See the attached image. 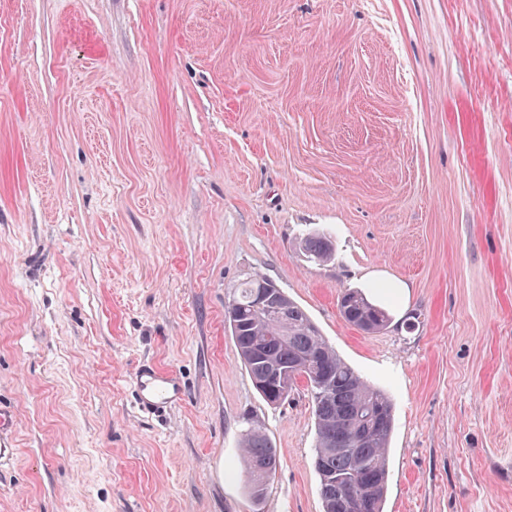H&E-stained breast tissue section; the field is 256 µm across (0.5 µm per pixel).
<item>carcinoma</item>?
Returning a JSON list of instances; mask_svg holds the SVG:
<instances>
[{"label":"carcinoma","instance_id":"obj_1","mask_svg":"<svg viewBox=\"0 0 512 512\" xmlns=\"http://www.w3.org/2000/svg\"><path fill=\"white\" fill-rule=\"evenodd\" d=\"M300 249L318 262L334 255L332 241L320 233L302 238ZM269 282L249 274L231 286L224 300V327L265 402L282 403L266 390L275 371L293 373L291 387L305 382L315 420L312 465L319 477L322 512H384L393 402L336 354L309 314L277 285L267 298L270 310L256 309V293ZM337 306L345 321L366 334L385 330L391 321L388 311L358 288L342 291ZM245 441L250 452L247 492L259 501L277 470V456L259 429L247 430Z\"/></svg>","mask_w":512,"mask_h":512}]
</instances>
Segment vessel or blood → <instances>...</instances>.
Segmentation results:
<instances>
[{
	"instance_id": "obj_1",
	"label": "vessel or blood",
	"mask_w": 512,
	"mask_h": 512,
	"mask_svg": "<svg viewBox=\"0 0 512 512\" xmlns=\"http://www.w3.org/2000/svg\"><path fill=\"white\" fill-rule=\"evenodd\" d=\"M133 388L138 408L148 414L166 413L185 400V389L177 374L150 361L137 367Z\"/></svg>"
}]
</instances>
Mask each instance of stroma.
Here are the masks:
<instances>
[{"label":"stroma","instance_id":"1","mask_svg":"<svg viewBox=\"0 0 512 512\" xmlns=\"http://www.w3.org/2000/svg\"><path fill=\"white\" fill-rule=\"evenodd\" d=\"M249 273L390 395L386 512H512V0H0V512H322L305 384L224 329ZM299 246L303 255L313 261L325 262L334 255L333 243L325 234H308L301 239ZM337 306L345 321L366 334L385 330L391 321L388 311L369 300L362 289L341 291ZM133 388L138 408L148 414H164L185 400V389L177 374L150 361L135 370ZM246 448H249L247 492L252 499L260 501L265 495L267 484L275 474L278 466L275 450L266 435L256 428L246 431Z\"/></svg>","mask_w":512,"mask_h":512}]
</instances>
